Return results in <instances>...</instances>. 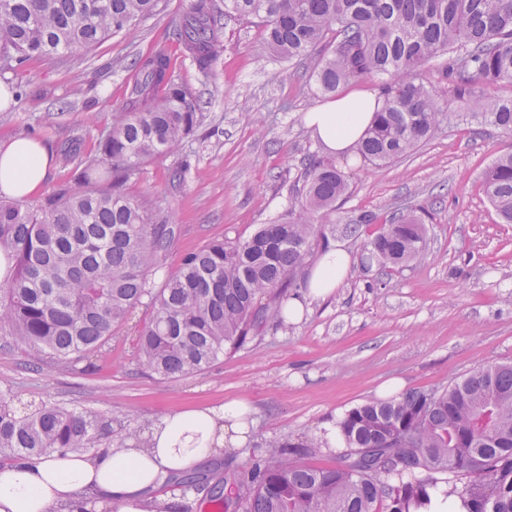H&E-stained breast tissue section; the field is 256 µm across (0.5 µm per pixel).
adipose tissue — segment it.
I'll return each mask as SVG.
<instances>
[{
	"label": "adipose tissue",
	"instance_id": "obj_1",
	"mask_svg": "<svg viewBox=\"0 0 512 512\" xmlns=\"http://www.w3.org/2000/svg\"><path fill=\"white\" fill-rule=\"evenodd\" d=\"M381 101L368 90L344 92L304 116L327 155L341 157L356 147ZM54 168L48 151L32 137L0 139V196L25 200L46 183ZM350 254L337 245L311 267L303 297L288 303L296 320L308 301L329 296L343 282ZM250 406L230 399L204 409L161 417L148 426L143 442L91 455L54 453L0 467V512H174L175 500L156 488L202 460L245 446L250 439Z\"/></svg>",
	"mask_w": 512,
	"mask_h": 512
}]
</instances>
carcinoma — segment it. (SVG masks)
Returning a JSON list of instances; mask_svg holds the SVG:
<instances>
[{
    "label": "carcinoma",
    "instance_id": "obj_1",
    "mask_svg": "<svg viewBox=\"0 0 512 512\" xmlns=\"http://www.w3.org/2000/svg\"><path fill=\"white\" fill-rule=\"evenodd\" d=\"M158 0H0V68L90 50L132 33ZM256 19L267 49L290 59L319 53L312 76L332 94L365 77L384 79L382 109L357 153L382 166L410 154L447 119L421 71L449 56L441 80L458 95L470 78L512 81V0H188L176 39L201 71L224 51L222 17ZM139 78L73 179L29 206L0 202V250L12 261L0 283V330L37 359L70 366L95 352L148 299L139 339L143 369L172 379L203 371L243 347L267 320L285 323L287 289L326 237L322 214L348 184L332 158L311 157L301 197L245 239H213L155 283L176 237L125 192L139 167L174 152L202 123L197 97L172 79L167 58L136 63ZM473 117L512 133V100H476ZM483 191L512 224V153L486 170ZM382 267L425 247L422 220L399 212L372 241ZM336 465L301 462L321 452L274 438L242 475L211 487L223 512H429L443 484L467 512H512V362L494 363L444 388L365 401L338 422ZM141 431L112 433V420L65 406L20 414L0 399V463L52 453L121 448Z\"/></svg>",
    "mask_w": 512,
    "mask_h": 512
}]
</instances>
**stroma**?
<instances>
[{
    "mask_svg": "<svg viewBox=\"0 0 512 512\" xmlns=\"http://www.w3.org/2000/svg\"><path fill=\"white\" fill-rule=\"evenodd\" d=\"M185 7L186 0H160L134 38L117 34L87 53L0 71V83L21 94L0 110V139L34 136L58 158L68 142L79 144L74 160L59 158L45 186L50 192L95 155L136 77L134 59L168 57L176 81L196 92L203 125L126 185L177 228L161 262L166 272L205 241L244 238L280 218L303 189L308 158L323 153L303 120L325 100L310 61L273 57L259 26L228 18L223 54L200 72L173 36ZM443 64L436 59L422 78L451 113L450 123L388 165L337 159L349 192L327 223L340 227L365 213L376 222L356 236H329V243L346 246L351 268L330 297L306 305L301 321L267 324L210 368L176 380L140 367L139 334L151 317L145 303L89 359L69 368L34 361L25 346L0 334V396L20 406L77 407L111 418L118 433L244 398L255 408L248 445L194 470L239 474L271 438L324 444L328 425L366 400L445 386L481 366L512 361V224L500 223L482 190L485 171L512 152V133L471 115L474 99H512V82L473 79L474 98L462 99L441 82ZM183 164L188 170L177 176ZM410 206L426 210L424 251L393 268L368 262L365 245L379 225ZM337 454L324 444L309 463L331 466Z\"/></svg>",
    "mask_w": 512,
    "mask_h": 512,
    "instance_id": "35a3bbf8",
    "label": "stroma"
}]
</instances>
